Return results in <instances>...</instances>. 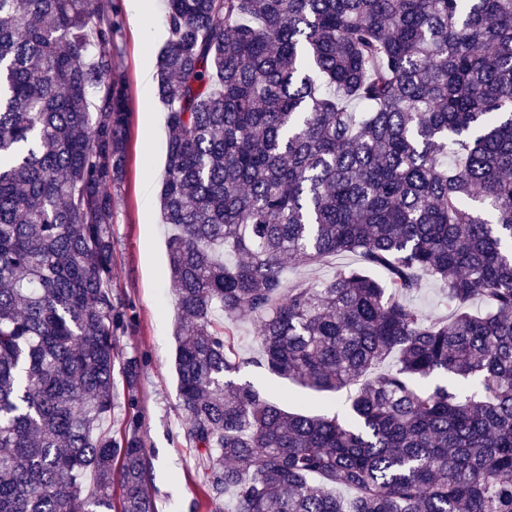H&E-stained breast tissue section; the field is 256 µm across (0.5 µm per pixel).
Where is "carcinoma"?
<instances>
[{
    "label": "carcinoma",
    "mask_w": 512,
    "mask_h": 512,
    "mask_svg": "<svg viewBox=\"0 0 512 512\" xmlns=\"http://www.w3.org/2000/svg\"><path fill=\"white\" fill-rule=\"evenodd\" d=\"M165 2L177 395L213 512H512V0ZM119 27L0 0V512H155L112 292ZM423 274L447 316L403 300ZM357 258L351 254H342L333 257L319 265L312 267H291L286 273V281L296 280H324L332 275L337 266L354 265ZM242 379L254 381L256 386H258L260 390L266 392L269 396L282 393L285 396L280 400L289 408L297 406V392L292 389L286 381L270 376L262 369L249 366L242 372Z\"/></svg>",
    "instance_id": "cac0c4a2"
}]
</instances>
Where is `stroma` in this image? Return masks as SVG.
I'll list each match as a JSON object with an SVG mask.
<instances>
[{"instance_id": "obj_1", "label": "stroma", "mask_w": 512, "mask_h": 512, "mask_svg": "<svg viewBox=\"0 0 512 512\" xmlns=\"http://www.w3.org/2000/svg\"><path fill=\"white\" fill-rule=\"evenodd\" d=\"M99 9H119L120 53L115 79L124 87L129 112L125 176L112 187L115 240L113 292L130 318L117 338L121 356L139 360L138 390L148 460L146 490L156 512H212L195 472L194 453L182 437L175 374L176 306L167 254L168 229L160 222V186L168 130L148 128L145 115L163 113L156 88L144 73H156L167 32L164 0H147L134 14L132 0H95Z\"/></svg>"}]
</instances>
